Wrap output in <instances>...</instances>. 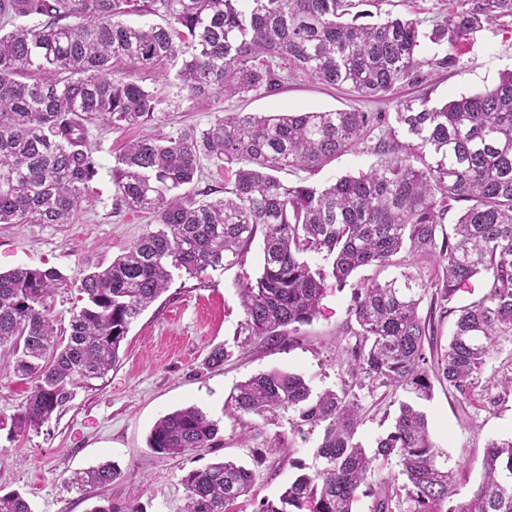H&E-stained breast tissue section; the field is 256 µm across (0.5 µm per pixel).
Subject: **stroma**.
<instances>
[{"label":"stroma","instance_id":"stroma-1","mask_svg":"<svg viewBox=\"0 0 512 512\" xmlns=\"http://www.w3.org/2000/svg\"><path fill=\"white\" fill-rule=\"evenodd\" d=\"M373 21L386 13L432 19L448 13V0H363ZM454 54L453 66L432 73L420 87L397 86L379 100H356L345 91L322 85L313 77L291 74L270 92L189 100L180 92L174 68L147 69L126 65L125 71L163 101L154 122L146 126L91 128L89 144L100 164L96 178L83 192L79 212L69 224H0V271L17 267H54L68 279L53 297L51 312L59 328L69 325L76 309L77 286L83 274L108 266L144 232L154 229L151 214L117 205L112 168L124 146L145 135H173L183 127H208L215 116L236 113L277 115L357 109L395 114L398 101L421 94L443 103L493 87L512 69V29L487 25L469 43L448 48L422 41L420 59ZM381 158L372 142L338 156L311 173L281 172L284 183L300 179L323 187L343 176L362 177L378 168ZM262 242L254 240L242 264L206 270L191 278L178 273L166 293L136 320L120 349V363L98 388L79 393L71 407L40 430L12 436V423L31 384L17 377L5 349L0 348V494L22 493L34 512H88L91 503L66 483L72 471L111 461L119 478L103 489L115 503L132 502L140 512H186L188 493L181 478L218 459L233 460L256 474L249 498L239 500V512H255L260 501L278 500L296 476L297 465L313 466L320 438L301 439L291 433L288 415L265 421L254 416L231 418L230 396L237 383L273 369L301 375L313 392L337 390L351 383L348 347L353 290L360 282L398 277L397 266H366L352 274L345 287L327 279L320 310L313 321L288 335L285 343L269 345L248 338L238 295L243 277L258 276ZM223 348L222 364L210 363L211 353ZM483 379L468 397L435 386L430 400L421 402L432 439L454 473L460 499H467L481 480L480 463L487 444L512 437V337L500 338L489 355ZM364 419L356 439L374 452L379 437L391 430L405 395L385 387L358 392ZM196 405L221 422V443L178 457L154 454L147 437L154 423L174 410ZM291 444L289 457L275 449ZM404 478L396 462L376 468L371 488L360 495L355 512H375L381 490L390 489L391 512H406L398 489Z\"/></svg>","mask_w":512,"mask_h":512}]
</instances>
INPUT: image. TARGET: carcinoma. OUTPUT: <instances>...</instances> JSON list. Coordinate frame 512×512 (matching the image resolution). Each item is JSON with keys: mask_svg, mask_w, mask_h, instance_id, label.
<instances>
[{"mask_svg": "<svg viewBox=\"0 0 512 512\" xmlns=\"http://www.w3.org/2000/svg\"><path fill=\"white\" fill-rule=\"evenodd\" d=\"M354 0H0V224H69L83 190L98 174L90 126H141L162 100L115 66L177 67L179 88L210 100L280 85L277 62L362 99H381L396 84L419 86L422 68L446 69L454 57L415 58L421 41L454 48L485 26L512 27V0H448V15L426 25L418 17L361 23ZM130 15L166 25L136 26ZM30 19L18 24V19ZM32 69L42 79L20 80ZM396 125L358 110L216 116L209 127L124 147L112 169L116 204L149 211L160 228L142 234L122 255L79 279L82 305L69 328H57L49 301L66 277L57 269L0 272V346L13 372L32 381L14 418L17 435L36 431L95 388L119 362L131 325L169 290L174 272L196 276L242 262L263 236L262 269L239 285L245 330L270 345L319 313L325 281L347 283L367 265H400V254L442 269L428 287L411 273L355 288L350 314L358 330L348 349L359 386L401 389L418 400L434 383L465 397L486 359L512 336V71L490 89L441 105L427 96L397 104ZM380 130L374 149L384 160L370 175L341 177L319 189L287 185L276 173L316 171ZM208 161L224 169V197L196 202L178 194ZM467 206L451 227L446 215ZM332 259L313 269L305 254ZM491 274L485 296L459 310L448 344L434 342L433 317L418 307L431 294L443 313L472 277ZM431 345L426 352L425 345ZM233 416L272 419L292 413L293 431L321 429L311 470L278 502L256 512H353L370 487L373 462L397 458L409 512H512V438L492 441L472 495L452 503V472L443 467L426 415L402 402L374 455L355 440L362 404L352 388L312 392L298 374L273 370L238 383ZM220 421L196 406L153 425L147 446L173 457L210 448ZM121 475L106 462L74 472L70 487L105 488ZM255 472L221 460L188 471L187 512H233L254 487ZM0 512H32L18 492L0 496ZM90 512H139L102 499Z\"/></svg>", "mask_w": 512, "mask_h": 512, "instance_id": "1", "label": "carcinoma"}]
</instances>
